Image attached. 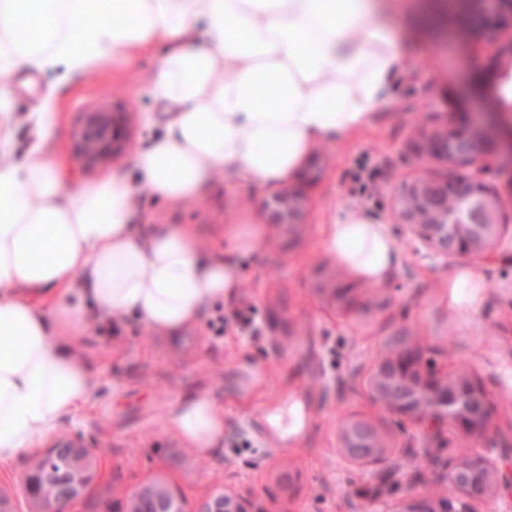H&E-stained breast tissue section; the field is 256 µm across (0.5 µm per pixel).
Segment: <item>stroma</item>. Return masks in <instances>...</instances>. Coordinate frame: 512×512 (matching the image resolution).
Returning <instances> with one entry per match:
<instances>
[{"label":"stroma","mask_w":512,"mask_h":512,"mask_svg":"<svg viewBox=\"0 0 512 512\" xmlns=\"http://www.w3.org/2000/svg\"><path fill=\"white\" fill-rule=\"evenodd\" d=\"M388 13L403 65L369 125L317 143L306 157L302 223L265 229L254 252L236 259L235 292L192 323L156 331L132 315L98 316L71 340L92 388L52 438L81 437L99 467L75 512H124L128 490L157 483L190 502L223 490L249 499L255 512H382L407 495L440 491L435 458L472 450L457 432L429 450L411 421L391 420L404 455L399 467L378 472L350 463L338 443L343 422L376 413L365 379L380 353L418 328L439 365L472 372L497 404L482 454L494 458L512 444V243H503L499 261L476 268L483 282L476 311L453 309L448 278L465 263L433 258L391 218L395 194L420 166L409 150L415 133L444 124L461 104L490 111L491 100L471 94L467 47L456 23H444L439 0H389ZM159 61L154 50L131 66L102 60L63 85L48 73L0 69L9 90L0 100V145L17 158L51 157L72 188L112 174L138 188L135 156L164 132L165 107L149 92ZM104 107L132 112L130 145L106 165L81 166L74 143L85 114ZM45 112L53 123L47 135ZM271 192L218 169L186 200L138 188L134 221L186 225L220 255L228 227L263 223ZM351 209L390 226L398 262L385 283L356 278L321 246L324 225ZM192 396L224 416V439L209 454L170 426ZM275 414L277 429L269 422Z\"/></svg>","instance_id":"obj_1"}]
</instances>
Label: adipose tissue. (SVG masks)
<instances>
[{"mask_svg": "<svg viewBox=\"0 0 512 512\" xmlns=\"http://www.w3.org/2000/svg\"><path fill=\"white\" fill-rule=\"evenodd\" d=\"M384 2L0 0V69L64 80L165 44L150 92L171 112L136 165L151 194L189 199L217 168L287 181L315 143L372 120L403 60ZM134 195L114 176L67 188L53 161L0 150V466L86 401L91 373L68 341L87 330L89 306L171 330L238 286L230 258L185 226L139 231ZM323 247L375 284L397 258L388 226L356 211L326 225ZM171 426L204 454L224 438L205 398L182 402Z\"/></svg>", "mask_w": 512, "mask_h": 512, "instance_id": "1", "label": "adipose tissue"}]
</instances>
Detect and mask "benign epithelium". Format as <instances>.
<instances>
[{
  "label": "benign epithelium",
  "instance_id": "benign-epithelium-1",
  "mask_svg": "<svg viewBox=\"0 0 512 512\" xmlns=\"http://www.w3.org/2000/svg\"><path fill=\"white\" fill-rule=\"evenodd\" d=\"M446 9L462 14L465 42L473 47L493 92L495 111L459 114L442 128L425 131L412 145L420 160L419 173L399 189L392 209L400 224L443 263L464 259L473 267L500 259V244L512 232L503 214L502 194L512 199V174L506 192L481 177L482 160L498 155L512 171V106L504 103L501 88L512 82V0H442ZM497 42L495 54L483 57V46ZM129 113L112 108L85 114L77 156L86 165H102L126 147ZM469 203L463 217L448 215V199ZM266 223L299 224L302 197L285 189L263 201ZM427 346L408 336H397L391 351L370 371L367 393L385 413L407 417L425 441L454 429L482 436L491 430L494 406L486 389L467 373L448 374L425 358ZM341 451L350 462L376 469L396 460L397 454L378 424L354 417L340 433ZM440 480L448 494H415L384 512H480L479 505L499 493L512 495V448L494 458L480 453L455 457L442 465ZM97 476L93 449L81 440H61L39 455L23 477L25 497L37 512H71V506ZM130 498L137 512H253L249 503L226 492L211 494L194 505L164 486L149 495L136 488Z\"/></svg>",
  "mask_w": 512,
  "mask_h": 512
}]
</instances>
